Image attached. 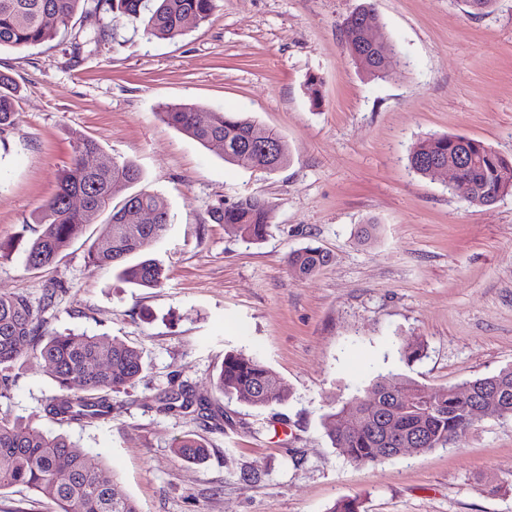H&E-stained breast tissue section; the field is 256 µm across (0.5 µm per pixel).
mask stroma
I'll list each match as a JSON object with an SVG mask.
<instances>
[{"label": "stroma", "mask_w": 512, "mask_h": 512, "mask_svg": "<svg viewBox=\"0 0 512 512\" xmlns=\"http://www.w3.org/2000/svg\"><path fill=\"white\" fill-rule=\"evenodd\" d=\"M362 2L216 0L207 22L172 40L83 12L54 40L0 49L18 86L0 137V292L37 304L55 289L46 332L104 335L144 356L108 416H46L57 388L35 357L13 369L0 413L102 459L140 512H329L346 498L360 512H512V420L486 417L455 446L375 466L332 447L322 424L381 372L439 388L512 366V193L474 207L447 177H419L407 162L417 140L439 135L512 156V0L477 17L462 0H370L406 59L383 81L343 52L342 22ZM101 28L108 40L73 54L75 37ZM182 103L247 113L284 137L289 164L269 174L225 163L158 118ZM80 134L103 159L134 161L139 189L164 199L173 222L152 251L162 287L89 267L100 223L81 227L58 263L25 267ZM247 194L273 207L258 242L210 219ZM371 221L376 236L359 240ZM306 246L331 262L299 279L287 259ZM417 347L420 359L405 362ZM229 351L277 372L285 400L256 408L221 396L214 379ZM178 384L208 401V417L158 410L157 395ZM186 434L208 443L203 463L175 457Z\"/></svg>", "instance_id": "35a3bbf8"}]
</instances>
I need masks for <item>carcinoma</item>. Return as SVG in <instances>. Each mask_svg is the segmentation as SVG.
<instances>
[{
  "label": "carcinoma",
  "instance_id": "cac0c4a2",
  "mask_svg": "<svg viewBox=\"0 0 512 512\" xmlns=\"http://www.w3.org/2000/svg\"><path fill=\"white\" fill-rule=\"evenodd\" d=\"M216 0H0V48L31 47L53 39L67 29L82 9L119 12L149 39L170 40L183 34L187 19L206 22ZM363 26L346 31L344 53L371 79L388 75L384 47L367 22H376L368 5L354 11ZM15 94L10 79L0 73V135L13 125ZM157 116L186 136L209 148L217 146L224 162L244 169L271 173L290 160L288 144H279L271 155L252 146L254 121L241 112L207 109L192 103L165 106ZM474 156L462 178L472 186V206H490L512 192V157L503 156L484 143L462 136H432L410 148L409 168L430 177L420 160L435 158L452 163L460 152ZM101 153L100 143L79 135L73 145L71 166L57 177L55 193L41 206L38 230L25 249V264L41 269L57 262L80 226L93 224L111 210L105 231L87 251L88 264L112 267L118 276L140 288H160L165 268L151 256L155 244L171 224L163 199L149 192H134L119 206L112 199L120 190L138 183L142 173L130 160H112L92 166L89 159ZM74 196L84 198L80 208L70 206ZM273 208L264 199L246 195L224 203L210 213L211 220L239 232L250 241L264 239L270 230ZM330 261L318 247L291 253L288 265L306 279ZM50 289L35 307L23 293H0V399L9 398V371L33 354L48 362L58 393L44 406L51 418L61 422L101 418L112 412L111 393L135 383L143 370L140 348L114 343L103 335L43 331L45 314L54 308ZM104 359L99 372L94 364ZM226 397L251 407H267L284 400L278 374L262 360L227 352L215 382ZM499 400L512 418V367L476 378L462 386L432 389L393 373L375 376L362 394L333 407L323 417L331 444L344 450L359 465H375L388 459L391 449L408 446L431 452L455 443L478 421L475 407ZM161 412H185L204 404L184 386L174 387L156 398ZM398 426L400 439L385 435L386 423ZM175 456L198 462L207 455L202 440L184 435L173 444ZM22 487L55 503L57 512H139L136 503L120 492L103 462L62 434L51 435L30 421L0 414V492Z\"/></svg>",
  "mask_w": 512,
  "mask_h": 512
}]
</instances>
